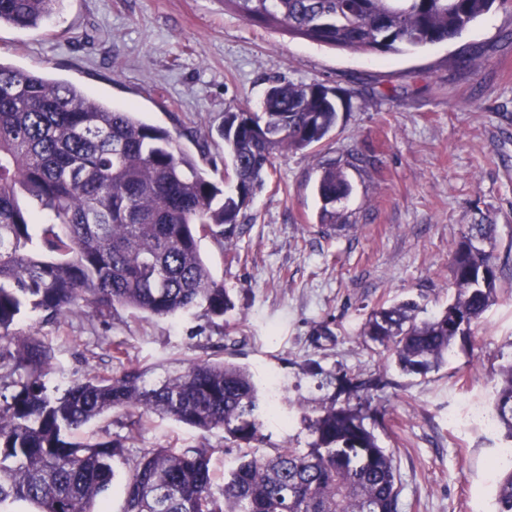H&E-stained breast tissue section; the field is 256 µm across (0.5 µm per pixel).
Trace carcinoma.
I'll use <instances>...</instances> for the list:
<instances>
[{
    "mask_svg": "<svg viewBox=\"0 0 512 512\" xmlns=\"http://www.w3.org/2000/svg\"><path fill=\"white\" fill-rule=\"evenodd\" d=\"M506 0H224L240 17L311 42L363 53L423 48L460 36ZM63 0H0V26L36 29ZM346 103L320 83H276L249 125L224 113L219 135L235 191L210 179L174 145L169 130L119 111L63 80L0 61V512H105L101 495L124 462L144 416L159 414L200 432L224 429L239 445L259 439L253 374L227 361L196 358L157 381L129 367L48 390L56 351L20 328L27 313L46 322L124 308L154 318L202 309L224 321L234 308L200 252L202 238L231 241L263 173L285 152L321 143ZM321 216L351 185L334 162L316 185ZM494 225L468 224L450 253L453 300L418 318L413 301L382 306L362 336L385 347L404 371L426 374L448 361L491 307L500 268ZM352 398H331L303 415L313 441L275 454H246L213 486L214 449L149 448L133 462L122 512H398L393 455L366 421L383 425L351 380ZM356 404H351V399ZM123 412V438L83 442L77 433L101 415ZM490 414L512 442V360L501 366ZM495 512H512V466L500 459Z\"/></svg>",
    "mask_w": 512,
    "mask_h": 512,
    "instance_id": "1",
    "label": "carcinoma"
}]
</instances>
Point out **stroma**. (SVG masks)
Masks as SVG:
<instances>
[{"label": "stroma", "mask_w": 512, "mask_h": 512, "mask_svg": "<svg viewBox=\"0 0 512 512\" xmlns=\"http://www.w3.org/2000/svg\"><path fill=\"white\" fill-rule=\"evenodd\" d=\"M476 56L475 66L454 67ZM0 61L80 86L115 109L168 129L213 174L224 158L227 110L258 111L270 81L341 88L350 108L318 146L280 155L230 243L207 237L201 255L235 308L217 328L202 311L146 318L121 309L44 324L57 352L48 387L125 368L158 379L195 358L247 367L284 394L251 450L307 447L303 413L319 410L342 378H378L375 433L393 455L399 512H495L496 429L461 428L450 415L490 405L512 357V7L499 6L459 37L418 50L332 49L250 23L222 0H64L38 29L0 27ZM336 162L352 185L336 223L322 221L315 183ZM496 227L495 303L447 365L425 374L390 366L362 328L374 310L412 298L445 307L449 252L465 225ZM212 447L216 483L224 432L149 415L128 446Z\"/></svg>", "instance_id": "1"}]
</instances>
